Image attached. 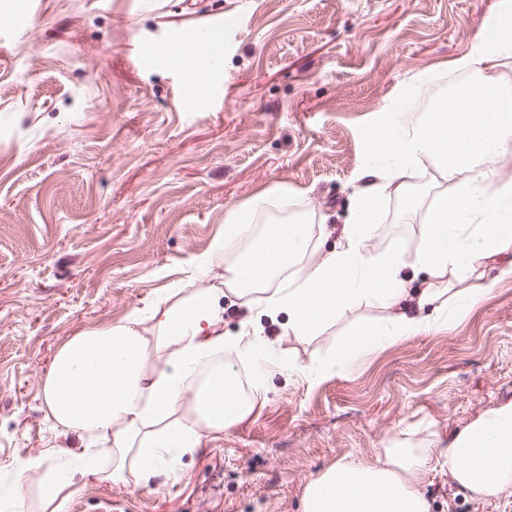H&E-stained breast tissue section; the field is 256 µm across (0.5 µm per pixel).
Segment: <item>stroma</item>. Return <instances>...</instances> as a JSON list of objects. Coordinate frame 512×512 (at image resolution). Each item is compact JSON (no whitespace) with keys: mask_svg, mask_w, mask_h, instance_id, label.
Returning a JSON list of instances; mask_svg holds the SVG:
<instances>
[{"mask_svg":"<svg viewBox=\"0 0 512 512\" xmlns=\"http://www.w3.org/2000/svg\"><path fill=\"white\" fill-rule=\"evenodd\" d=\"M0 485L4 463L78 447L45 418L55 349L189 287L224 215L287 187L299 212L344 222L367 142L418 79L454 68L512 0H0ZM235 18L213 89L178 59V31ZM165 46L161 59L135 54ZM448 187L434 169L380 207L373 246L412 250ZM359 307L308 342L263 331L298 362L319 358ZM512 402V277L461 323L398 341L315 383L275 376L266 403L138 486L88 481L68 512H300L311 475L370 462L402 430L447 447ZM432 512H512L430 471Z\"/></svg>","mask_w":512,"mask_h":512,"instance_id":"obj_1","label":"stroma"}]
</instances>
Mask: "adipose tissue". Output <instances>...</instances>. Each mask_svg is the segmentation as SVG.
Listing matches in <instances>:
<instances>
[{
	"instance_id": "obj_1",
	"label": "adipose tissue",
	"mask_w": 512,
	"mask_h": 512,
	"mask_svg": "<svg viewBox=\"0 0 512 512\" xmlns=\"http://www.w3.org/2000/svg\"><path fill=\"white\" fill-rule=\"evenodd\" d=\"M508 57L511 19L496 51L478 42L456 60L472 76V91L451 92L418 118L393 113L337 230L325 213L314 224L269 219L292 200L284 188L264 191L225 214L223 236L196 263L195 288L61 344L41 379L44 410L79 447L14 457V487L37 484L41 512H68L86 477L149 482L167 474L175 456L221 437L263 405L272 377L316 382L398 340L463 319L489 290L485 268L512 255V174L488 164L512 144V83L498 71ZM429 164L447 175L451 197L433 203L412 252L373 248L384 192ZM333 232V248L316 250L314 238ZM417 273L427 285L415 293ZM231 297L244 299L256 317L282 319L284 335L297 341L323 334L362 305L382 315L353 323L321 358L301 364L273 350L253 320L225 333ZM240 364L250 369L245 388ZM435 461L476 500L511 493L512 404L485 412L440 450L398 439L375 461L339 459L306 482L301 512H431L423 485Z\"/></svg>"
}]
</instances>
